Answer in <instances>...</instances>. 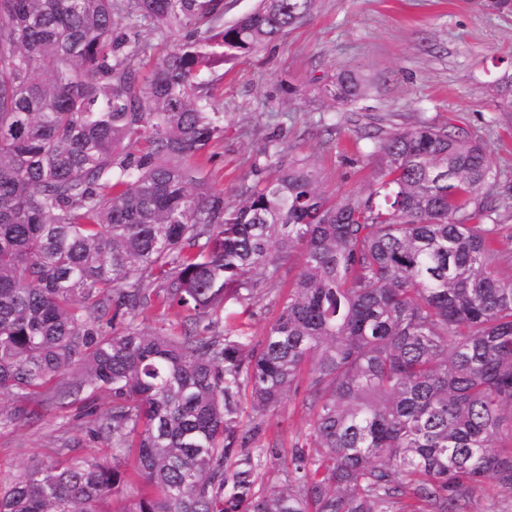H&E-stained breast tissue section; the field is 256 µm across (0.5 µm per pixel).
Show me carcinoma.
I'll return each instance as SVG.
<instances>
[{
    "label": "carcinoma",
    "mask_w": 512,
    "mask_h": 512,
    "mask_svg": "<svg viewBox=\"0 0 512 512\" xmlns=\"http://www.w3.org/2000/svg\"><path fill=\"white\" fill-rule=\"evenodd\" d=\"M314 4L226 24L224 0H0V396L76 366L112 398L89 429L112 463H39L0 485V512H103L120 486L115 512H464L487 479L512 490V182L487 146L450 123L376 128L366 192L331 200L280 157L230 212L190 164L223 132L205 73ZM144 30L180 35L147 75ZM368 89L341 70L321 93ZM493 92L512 121V73ZM296 249L262 341L226 333V298L252 300L259 271L278 285ZM149 309L178 320L137 323ZM302 381L309 442L267 490L274 449L253 443Z\"/></svg>",
    "instance_id": "1"
}]
</instances>
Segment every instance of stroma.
<instances>
[{"instance_id":"1","label":"stroma","mask_w":512,"mask_h":512,"mask_svg":"<svg viewBox=\"0 0 512 512\" xmlns=\"http://www.w3.org/2000/svg\"><path fill=\"white\" fill-rule=\"evenodd\" d=\"M356 70L368 94L344 107L314 103L326 73ZM512 69V17H498L469 0H316L300 27L209 74L224 114V133L198 159L212 185L234 205L242 186L269 177L276 154L312 163L330 199L364 191L380 159L357 152L364 131L448 123L480 136L494 171L512 175V124L492 96L495 81ZM277 290L258 289L250 303L227 300L224 322L240 341L254 344L279 311ZM79 377L70 369L59 387L37 401L0 398V411L25 408L0 424V479L23 474L58 455H104L90 439L87 406L107 410L112 399L68 395ZM312 415L298 387L266 416L256 445H276L278 457L260 471L263 488L282 485L291 448L303 444Z\"/></svg>"}]
</instances>
